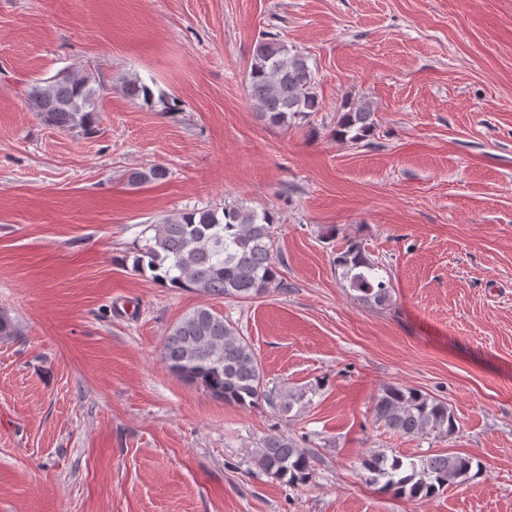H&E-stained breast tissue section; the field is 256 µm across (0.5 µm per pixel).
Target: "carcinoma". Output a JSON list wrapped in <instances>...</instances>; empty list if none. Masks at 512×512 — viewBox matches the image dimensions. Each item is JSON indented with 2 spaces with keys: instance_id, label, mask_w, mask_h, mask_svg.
<instances>
[{
  "instance_id": "obj_1",
  "label": "carcinoma",
  "mask_w": 512,
  "mask_h": 512,
  "mask_svg": "<svg viewBox=\"0 0 512 512\" xmlns=\"http://www.w3.org/2000/svg\"><path fill=\"white\" fill-rule=\"evenodd\" d=\"M316 75L308 57L288 47L275 34L256 41L247 75L248 95L257 114L270 125H290L320 110ZM125 95L149 104L151 87L138 77L124 83ZM99 92L90 80L64 75L33 87L29 108L41 120L61 128L93 127ZM375 128L373 112L364 105L344 112L334 135L358 143ZM167 171L152 167L131 175V181L162 180ZM273 214L264 209H194L148 225L135 247L133 267L149 270L159 283L192 289L226 300H249L288 287L274 253ZM352 288L365 301L385 305L391 286L377 276L378 265L352 241L336 257ZM170 371L181 380L202 387L228 404L251 407L267 403L279 415L308 404V387L275 391L267 386L261 364L246 337L224 315L198 307L173 327L163 348ZM373 417L399 436L449 437L456 418L445 402L419 390L388 386L374 398ZM255 462L268 476L288 484H304L314 471L315 458L299 448L294 438L266 435L256 450ZM370 484L394 498L412 502L465 483L481 473L480 460L457 453L429 455L408 461L376 452L362 460Z\"/></svg>"
}]
</instances>
